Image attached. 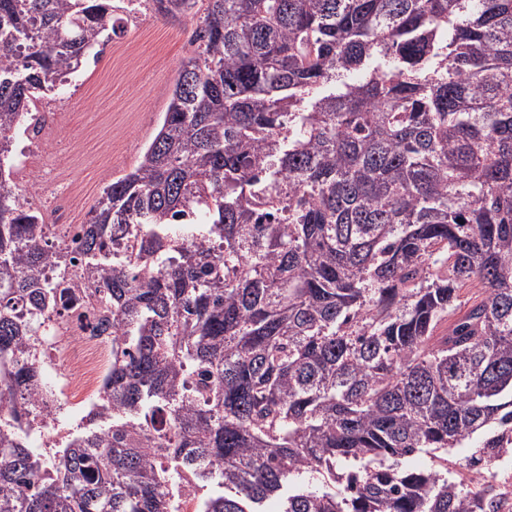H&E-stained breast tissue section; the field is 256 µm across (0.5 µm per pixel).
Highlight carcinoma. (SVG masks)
<instances>
[{"label": "carcinoma", "mask_w": 512, "mask_h": 512, "mask_svg": "<svg viewBox=\"0 0 512 512\" xmlns=\"http://www.w3.org/2000/svg\"><path fill=\"white\" fill-rule=\"evenodd\" d=\"M146 4L197 51L68 236L12 145L121 6L0 0V512H499L448 450L512 453V0ZM51 269L112 368L39 450Z\"/></svg>", "instance_id": "cac0c4a2"}]
</instances>
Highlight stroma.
I'll return each mask as SVG.
<instances>
[{"label":"stroma","instance_id":"1","mask_svg":"<svg viewBox=\"0 0 512 512\" xmlns=\"http://www.w3.org/2000/svg\"><path fill=\"white\" fill-rule=\"evenodd\" d=\"M193 29L191 19L163 20L142 11L113 35L98 59L83 64L70 86L45 97L41 108L54 120L40 163L52 178L36 192L29 179L14 183L48 223H85L106 185L138 164L159 130L177 70L192 50ZM64 193L72 204L61 216L56 200Z\"/></svg>","mask_w":512,"mask_h":512}]
</instances>
